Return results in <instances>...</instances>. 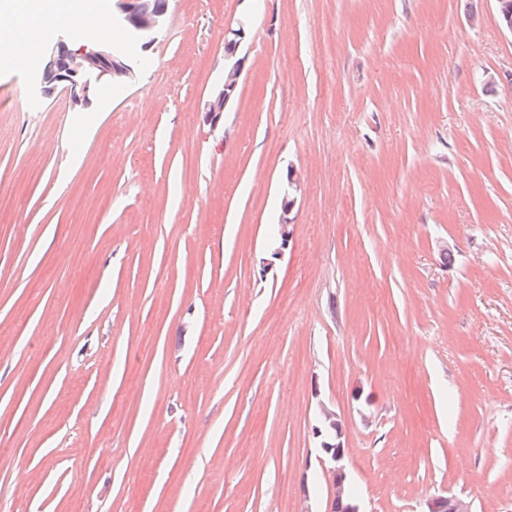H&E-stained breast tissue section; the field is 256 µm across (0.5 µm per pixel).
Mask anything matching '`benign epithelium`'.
Instances as JSON below:
<instances>
[{
	"instance_id": "benign-epithelium-1",
	"label": "benign epithelium",
	"mask_w": 512,
	"mask_h": 512,
	"mask_svg": "<svg viewBox=\"0 0 512 512\" xmlns=\"http://www.w3.org/2000/svg\"><path fill=\"white\" fill-rule=\"evenodd\" d=\"M495 2L502 27L512 33V0ZM166 14L167 11H160L155 7L154 0H120L119 15L113 17V22L145 51L152 46L161 32ZM230 34L231 37L224 41L223 86L212 94L203 109L206 120L213 124L220 120L230 102L242 69L243 59L238 57V51L245 36L244 26L230 31ZM135 78L136 70L129 53L113 45L110 40H102L83 44L62 58L54 52L50 53L38 72L37 83L43 93L52 91L61 84H68L76 89L74 103L86 107L97 92L98 83L103 81L115 87H124ZM298 187L295 175L288 172L280 219V241L284 247L288 246L293 237V192ZM314 435L322 438L318 461L322 470L327 473L331 488L327 498V512H334L336 502L343 500L345 496L348 481V472L344 465L348 449L341 441L343 428L336 419L335 412L321 407L319 426L314 428ZM428 512H471V509L469 503L461 498L439 496L429 501Z\"/></svg>"
}]
</instances>
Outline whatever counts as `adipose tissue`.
<instances>
[{
    "mask_svg": "<svg viewBox=\"0 0 512 512\" xmlns=\"http://www.w3.org/2000/svg\"><path fill=\"white\" fill-rule=\"evenodd\" d=\"M102 23L97 0H0V43L7 45L8 61L14 65L41 46L50 26H69L79 36L88 25Z\"/></svg>",
    "mask_w": 512,
    "mask_h": 512,
    "instance_id": "obj_1",
    "label": "adipose tissue"
}]
</instances>
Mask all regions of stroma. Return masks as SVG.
Returning <instances> with one entry per match:
<instances>
[{"label": "stroma", "mask_w": 512, "mask_h": 512, "mask_svg": "<svg viewBox=\"0 0 512 512\" xmlns=\"http://www.w3.org/2000/svg\"><path fill=\"white\" fill-rule=\"evenodd\" d=\"M95 38L0 66V512H325L324 407L365 512H512L495 0H169L133 84L42 96ZM233 37L225 38L224 41V83L221 89L216 90L210 100L206 103L202 112H205L207 121L214 125L220 120L230 102L235 89L237 80L242 69V58H237L242 39L245 36L244 26L229 32ZM299 184L298 180L295 178L293 172H288L287 174V190L284 194V198L282 201L283 211L280 219V241L281 248H285L288 246V243L292 240L293 237V218L290 217L293 208L295 206V197H293V192L298 190Z\"/></svg>", "instance_id": "35a3bbf8"}]
</instances>
